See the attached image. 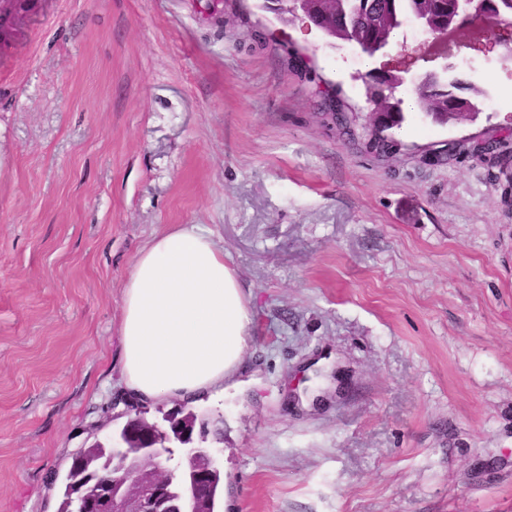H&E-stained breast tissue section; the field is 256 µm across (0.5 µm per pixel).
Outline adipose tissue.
Wrapping results in <instances>:
<instances>
[{
  "label": "adipose tissue",
  "instance_id": "adipose-tissue-1",
  "mask_svg": "<svg viewBox=\"0 0 512 512\" xmlns=\"http://www.w3.org/2000/svg\"><path fill=\"white\" fill-rule=\"evenodd\" d=\"M248 301L210 232L180 226L136 255L122 295L121 376L138 397L193 399L233 382L250 341Z\"/></svg>",
  "mask_w": 512,
  "mask_h": 512
}]
</instances>
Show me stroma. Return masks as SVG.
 Here are the masks:
<instances>
[{"label":"stroma","instance_id":"stroma-1","mask_svg":"<svg viewBox=\"0 0 512 512\" xmlns=\"http://www.w3.org/2000/svg\"><path fill=\"white\" fill-rule=\"evenodd\" d=\"M0 42V512H56L75 450L107 440L133 259L212 231L249 297L216 419L222 512H512V47L457 34L478 119L418 111L391 155L358 121L348 43L257 0H26Z\"/></svg>","mask_w":512,"mask_h":512}]
</instances>
